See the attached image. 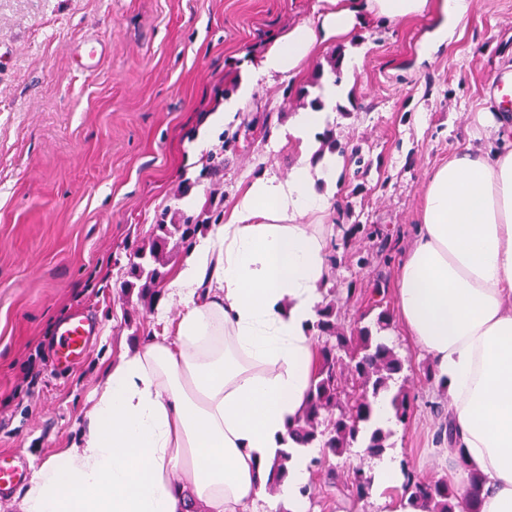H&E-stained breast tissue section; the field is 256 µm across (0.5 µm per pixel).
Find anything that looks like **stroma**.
<instances>
[{
	"instance_id": "35a3bbf8",
	"label": "stroma",
	"mask_w": 512,
	"mask_h": 512,
	"mask_svg": "<svg viewBox=\"0 0 512 512\" xmlns=\"http://www.w3.org/2000/svg\"><path fill=\"white\" fill-rule=\"evenodd\" d=\"M467 2L470 20L448 32L433 11L357 28L296 74L259 79L236 127L215 131L242 63L315 17L318 0H0V454L37 465L76 438L133 332L162 334L179 312L126 302L132 251L162 212L195 215L217 195L219 224L255 177L287 178L301 154L287 120L311 111L334 59L342 95L328 126L371 165L344 166L327 222L400 229L408 250L429 174L472 143V113L512 69V0ZM90 38L106 54L86 73L73 58ZM80 311L95 322L88 354L57 371V327ZM386 338L405 361L390 389L413 411L384 452L444 477L448 398L400 321ZM309 485L308 512H378L326 473Z\"/></svg>"
}]
</instances>
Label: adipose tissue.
<instances>
[{"mask_svg": "<svg viewBox=\"0 0 512 512\" xmlns=\"http://www.w3.org/2000/svg\"><path fill=\"white\" fill-rule=\"evenodd\" d=\"M435 8L456 25L468 14L465 0H324L316 18L243 63L213 124L236 123L258 79L299 71L319 45ZM324 119H289L302 154L287 179L257 176L190 250L168 285L180 307L170 335L109 365L76 440L34 468L20 512H307L313 451L288 428L318 366L308 325L331 273L324 219L344 167L339 155L314 157ZM473 123L494 146L464 147L430 174L395 300L448 398L449 483L479 512H512V113L493 101ZM284 448L288 475L271 496ZM402 484L400 464L385 458L369 493L384 512H414Z\"/></svg>", "mask_w": 512, "mask_h": 512, "instance_id": "obj_1", "label": "adipose tissue"}]
</instances>
